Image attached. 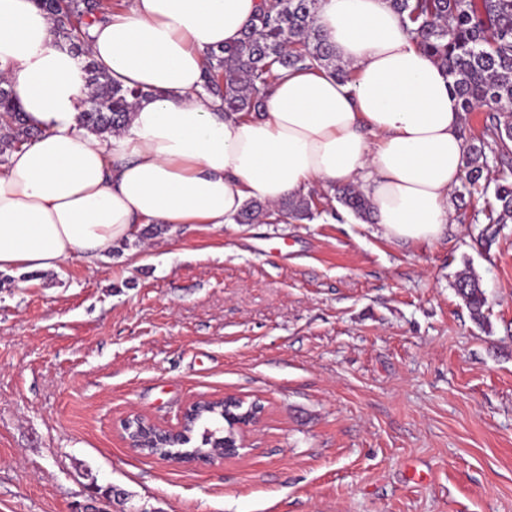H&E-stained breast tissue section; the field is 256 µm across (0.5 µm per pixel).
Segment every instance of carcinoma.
<instances>
[{"label": "carcinoma", "instance_id": "carcinoma-1", "mask_svg": "<svg viewBox=\"0 0 512 512\" xmlns=\"http://www.w3.org/2000/svg\"><path fill=\"white\" fill-rule=\"evenodd\" d=\"M53 23L56 43L79 57L87 74V98L81 124L99 136L121 132L145 93L111 81L92 58L88 27L104 18L100 0H36ZM410 24L416 44L428 53L456 91L462 112L479 106L490 111L479 144L464 146V181L493 189L501 215L512 217V0H389ZM320 0H269L246 26L235 45L208 52L203 90L223 101L227 113H260L273 70H324L341 81L348 67L336 58L315 25ZM38 135L28 127L11 91L0 87V164L7 153ZM500 167H489L487 152ZM338 202L355 217L371 219L372 205L353 185L339 188ZM288 222L313 217L311 199L292 195L277 212L257 199L238 214L239 224L270 217ZM458 295L476 320L484 318V290L477 279L462 276Z\"/></svg>", "mask_w": 512, "mask_h": 512}]
</instances>
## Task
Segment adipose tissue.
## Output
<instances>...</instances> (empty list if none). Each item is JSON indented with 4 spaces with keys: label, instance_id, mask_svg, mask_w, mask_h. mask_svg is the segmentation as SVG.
Masks as SVG:
<instances>
[{
    "label": "adipose tissue",
    "instance_id": "adipose-tissue-1",
    "mask_svg": "<svg viewBox=\"0 0 512 512\" xmlns=\"http://www.w3.org/2000/svg\"><path fill=\"white\" fill-rule=\"evenodd\" d=\"M263 0H132L90 30L102 70L147 91L118 135L81 126L86 73L35 0H0V78L39 136L0 165V272L105 257L143 224H230L252 198L356 186L383 235L435 241L463 175L448 78L388 0H321L316 25L351 83L274 74L259 115L204 92L208 51L236 43Z\"/></svg>",
    "mask_w": 512,
    "mask_h": 512
}]
</instances>
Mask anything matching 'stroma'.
<instances>
[{
  "mask_svg": "<svg viewBox=\"0 0 512 512\" xmlns=\"http://www.w3.org/2000/svg\"><path fill=\"white\" fill-rule=\"evenodd\" d=\"M438 241L339 219L137 231L0 272V512H512V217L452 198ZM479 279L483 320L454 284ZM260 396L235 459L173 464L121 421Z\"/></svg>",
  "mask_w": 512,
  "mask_h": 512,
  "instance_id": "obj_1",
  "label": "stroma"
}]
</instances>
